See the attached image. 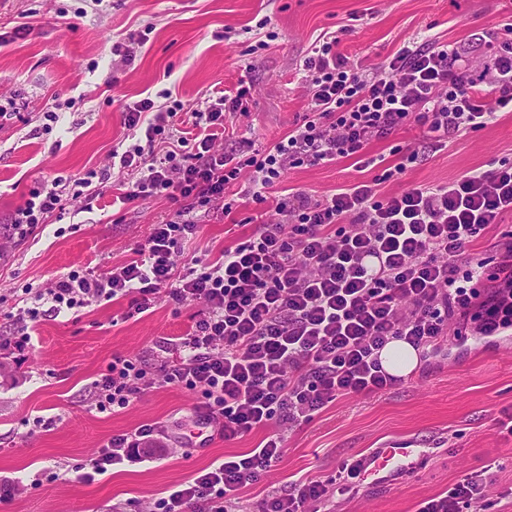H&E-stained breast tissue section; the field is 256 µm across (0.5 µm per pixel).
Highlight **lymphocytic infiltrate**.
Listing matches in <instances>:
<instances>
[{
    "label": "lymphocytic infiltrate",
    "mask_w": 512,
    "mask_h": 512,
    "mask_svg": "<svg viewBox=\"0 0 512 512\" xmlns=\"http://www.w3.org/2000/svg\"><path fill=\"white\" fill-rule=\"evenodd\" d=\"M511 38L484 70L465 49L437 40L400 48L373 72L350 62L329 37L304 63L308 111L271 147L248 155L224 149L226 113L245 111L247 87L211 98L205 110L185 113L145 98L126 105L124 123L144 136L121 153L127 174L121 202L164 195L172 204L153 225L143 256L104 272L72 271L36 293L54 314L120 298L142 314L166 300L203 303L205 311L182 336L175 357L148 369L113 357L93 381L95 408L126 409L147 389L177 385L201 392L193 411L231 441L278 423L279 433L256 448L214 460L191 480L170 488L148 512H240L237 494L257 483L282 458L285 434L343 396H369L402 384L386 372L380 352L393 340L415 350L436 349L450 320L477 312L479 333L512 328V241L502 243L505 277L487 298L468 289L478 277L469 252L487 227L512 214V162L476 170L433 187L381 193L449 135L478 130L512 109ZM192 123L191 153L181 127ZM426 127V140L401 147V160L372 180L320 198L296 191L277 201V220H263L252 236L188 274L178 271L184 241L200 226L198 213L229 211L224 192L242 172L247 191L264 202L267 189L293 166L357 157L375 165L365 149L407 123ZM70 184L53 179L31 193L13 215L12 238L22 240L62 210ZM165 438L156 425L112 436L92 460L84 480L109 467L144 462ZM494 484L485 473L465 475L421 502L418 512H467L484 503ZM335 494L306 478L267 496L260 512H320Z\"/></svg>",
    "instance_id": "1"
}]
</instances>
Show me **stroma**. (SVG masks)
<instances>
[{"label":"stroma","instance_id":"35a3bbf8","mask_svg":"<svg viewBox=\"0 0 512 512\" xmlns=\"http://www.w3.org/2000/svg\"><path fill=\"white\" fill-rule=\"evenodd\" d=\"M28 23L30 34L0 45V339L12 335L25 299L73 270L96 272L138 258L154 224L170 212L162 196L117 203L125 175L112 169L93 200H67L61 216L21 242L8 227L34 189L106 165L131 143L126 104L143 98L202 110L212 93L250 85L247 111L226 116L224 146L240 140L264 148L307 111L304 60L329 35L351 62L370 71L401 47L428 39L458 43L475 61L489 57L488 38L512 23V0H0V34ZM138 42L131 62L116 43ZM58 120H49V113ZM512 160V112L477 131L449 137L386 192L434 186L493 162ZM356 158L286 171L265 203L236 200L230 214L200 217L185 260L208 262L244 241L257 214L274 218L286 189L319 198L376 176ZM202 303L163 302L129 315L121 298L29 324L20 354L0 350V512H112L145 502L187 480L214 459L255 447L263 431L227 442L213 437L182 458L160 450L150 461L109 468L81 481L108 440L143 424L165 426L189 442L200 393L179 386L147 390L116 413L93 408L91 383L113 357L157 366L166 341L183 335ZM512 413V330L485 337L474 322L453 321L437 352L420 357L400 386L367 397H341L286 440L280 462L240 492L244 512H257L273 491L305 477L332 480L340 460L394 442L424 455L387 484L355 481L334 512H417L420 503L465 474L491 467L495 484L483 512H512V436L499 433ZM54 481L35 484L44 468ZM26 488L18 492L14 480Z\"/></svg>","mask_w":512,"mask_h":512}]
</instances>
